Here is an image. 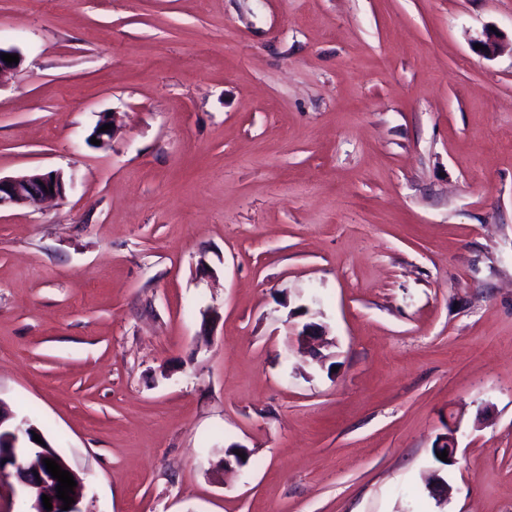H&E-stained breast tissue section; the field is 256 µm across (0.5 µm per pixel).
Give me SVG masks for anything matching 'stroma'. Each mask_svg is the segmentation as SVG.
<instances>
[{
  "label": "stroma",
  "instance_id": "obj_1",
  "mask_svg": "<svg viewBox=\"0 0 512 512\" xmlns=\"http://www.w3.org/2000/svg\"><path fill=\"white\" fill-rule=\"evenodd\" d=\"M491 26L512 0H0V175L66 180L0 211V402L82 512H512Z\"/></svg>",
  "mask_w": 512,
  "mask_h": 512
}]
</instances>
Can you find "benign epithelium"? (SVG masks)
I'll return each mask as SVG.
<instances>
[{
  "label": "benign epithelium",
  "instance_id": "benign-epithelium-1",
  "mask_svg": "<svg viewBox=\"0 0 512 512\" xmlns=\"http://www.w3.org/2000/svg\"><path fill=\"white\" fill-rule=\"evenodd\" d=\"M477 43L485 46L482 54L493 56L499 53L502 48L501 38L497 32L485 30L483 38ZM111 125V129L103 131L101 127ZM116 121L106 113L100 116L93 135L100 140V144L106 145L113 139L116 133ZM54 191H49V188ZM66 181L64 174L60 171L52 173L40 169H31L15 176H0V209L15 206H37L42 202L65 195ZM325 336V328L316 323L305 324L300 331L294 334L298 344L309 348H315ZM41 434L39 428L29 420L17 419L4 407L0 406V474L13 473L19 484L25 489L31 503L30 512H46L42 502V495L51 498V512H81L80 489L81 479L68 461L58 454L50 443L39 444L33 440V434ZM49 458L63 470L71 472L73 479L78 486L73 488L72 497L74 503L70 509L62 510L63 501L56 497V486L58 480L54 479L48 470L39 467L30 468V462L35 457Z\"/></svg>",
  "mask_w": 512,
  "mask_h": 512
}]
</instances>
